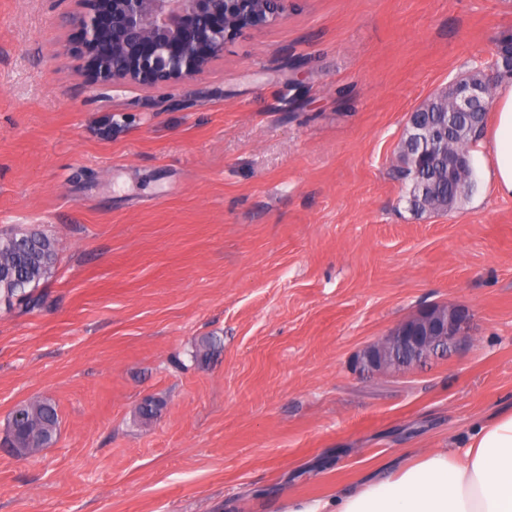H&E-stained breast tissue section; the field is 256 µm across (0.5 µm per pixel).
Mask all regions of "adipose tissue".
I'll use <instances>...</instances> for the list:
<instances>
[{
    "instance_id": "1",
    "label": "adipose tissue",
    "mask_w": 512,
    "mask_h": 512,
    "mask_svg": "<svg viewBox=\"0 0 512 512\" xmlns=\"http://www.w3.org/2000/svg\"><path fill=\"white\" fill-rule=\"evenodd\" d=\"M489 178L512 197V91L495 100ZM288 512H512V407L477 424L467 447L430 450L335 498L292 501Z\"/></svg>"
}]
</instances>
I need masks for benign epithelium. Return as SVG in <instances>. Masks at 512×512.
<instances>
[{
	"instance_id": "benign-epithelium-1",
	"label": "benign epithelium",
	"mask_w": 512,
	"mask_h": 512,
	"mask_svg": "<svg viewBox=\"0 0 512 512\" xmlns=\"http://www.w3.org/2000/svg\"><path fill=\"white\" fill-rule=\"evenodd\" d=\"M80 0L82 49L99 79L113 85L171 87L203 70L224 53V44L246 30L278 20L288 0ZM453 97L448 120L439 123L442 138L458 117L489 108L490 77L465 76L449 83ZM465 311L435 307L397 325L363 352L360 366L397 371L447 355L460 340Z\"/></svg>"
}]
</instances>
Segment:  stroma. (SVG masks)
<instances>
[{
    "mask_svg": "<svg viewBox=\"0 0 512 512\" xmlns=\"http://www.w3.org/2000/svg\"><path fill=\"white\" fill-rule=\"evenodd\" d=\"M80 11L0 0V231L59 248L35 310L0 306V438L32 397L60 420L36 455L0 447V512H288L512 406L488 149L444 214L393 176L409 113L512 34V0H288L160 88L103 84ZM436 305L469 311L447 357L360 369Z\"/></svg>",
    "mask_w": 512,
    "mask_h": 512,
    "instance_id": "35a3bbf8",
    "label": "stroma"
}]
</instances>
